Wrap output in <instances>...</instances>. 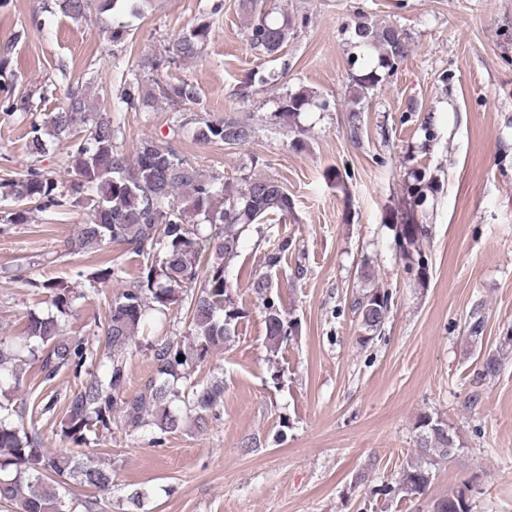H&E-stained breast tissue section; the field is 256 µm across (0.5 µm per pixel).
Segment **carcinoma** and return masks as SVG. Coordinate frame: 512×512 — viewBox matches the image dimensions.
Returning a JSON list of instances; mask_svg holds the SVG:
<instances>
[{"label":"carcinoma","mask_w":512,"mask_h":512,"mask_svg":"<svg viewBox=\"0 0 512 512\" xmlns=\"http://www.w3.org/2000/svg\"><path fill=\"white\" fill-rule=\"evenodd\" d=\"M148 0H59L65 16L87 21L112 12L108 32L118 45L131 35L129 18L141 13ZM210 24L200 20L178 36L166 56H147L140 67L151 73L164 65L202 57L208 43ZM296 34L295 19L285 13H263L248 28L251 47L276 61ZM352 38L360 47L377 52L378 67L352 74L355 103H360L382 81L378 69L392 73L410 52L407 37L395 26L358 22ZM196 86L154 78L124 81L114 109L152 108L158 104L187 103L197 100ZM33 94L10 96L0 103L8 113H28ZM322 109L329 102L315 103L311 92H287L278 104L275 117L296 120L312 105ZM121 127L112 113L94 103V86L78 84L69 89L67 105L47 120L31 122L28 149L32 155L46 153L51 140L69 143L66 179L58 181L38 168H28L20 178L0 187L16 207L0 212V224H28L33 210L52 207L84 206L91 219L82 224L66 249L73 254H90L110 244L122 246L137 257L135 280L123 284L125 270L99 266L86 275L93 286L110 282L120 285L108 306L104 327V348L109 364L94 372L98 349L82 337L63 333L62 316L86 297L55 279H31L28 285L50 297L52 310L32 316L18 340L0 337V384L4 378L20 388L26 357L39 363L43 380L54 379L67 370L75 377L86 375L82 386L60 398L54 394L18 403L0 401V506L19 512H72L66 496L50 488L47 480L57 477L61 488L73 484L106 491L112 489V469L88 458V449L97 444L99 434L121 423L133 431H148L153 439L181 429L182 412L194 416L196 426L205 428L214 410L223 403L224 382L206 384L191 381L198 366L224 348L236 336L241 311L229 295L232 284L228 269L239 257L242 234L252 225L270 217L291 212L293 200L282 183L274 178L247 176L228 182L220 174L206 173L181 157L163 141L144 136L132 150L119 140ZM254 128L228 115L220 121L201 120L192 131L200 143L239 145L249 141ZM430 183L426 174L416 171L406 185L407 207L396 215L392 225L394 240L409 269L419 281L427 278L428 255L424 241L428 230L414 223V209L427 200ZM251 288L259 296L265 312L266 348L277 355L282 344L296 331L272 297V283L261 276ZM392 294L381 288H367L354 297L351 310L358 320L367 344L381 338L391 310ZM185 310L187 335L164 339L150 345L156 376L139 394L127 398L124 351L153 313ZM484 317L473 313L466 321L470 338L484 333ZM184 360H178V355ZM502 368L497 355L485 357L479 379L493 378ZM63 402L64 416L52 430V437L71 447L69 451L47 448V438L35 422L54 415ZM417 460L403 469L396 485H383L377 495L403 494L409 498L425 494L433 479V466L439 460L455 457L459 444L455 432L438 416L425 414L417 422ZM431 512H470L466 500L448 495L433 502Z\"/></svg>","instance_id":"obj_1"}]
</instances>
